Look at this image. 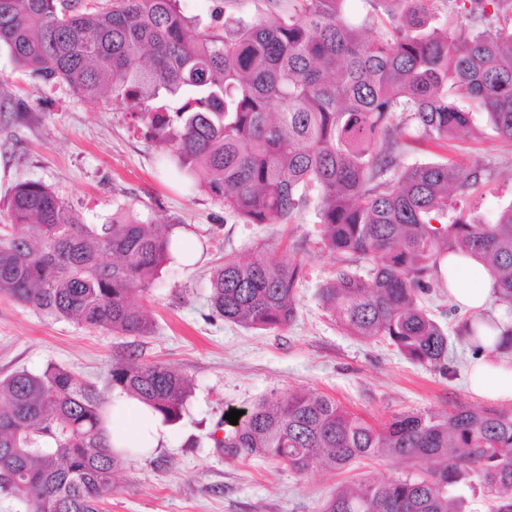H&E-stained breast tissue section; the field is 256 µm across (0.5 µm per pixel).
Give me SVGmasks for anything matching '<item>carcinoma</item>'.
Instances as JSON below:
<instances>
[{"instance_id":"obj_1","label":"carcinoma","mask_w":512,"mask_h":512,"mask_svg":"<svg viewBox=\"0 0 512 512\" xmlns=\"http://www.w3.org/2000/svg\"><path fill=\"white\" fill-rule=\"evenodd\" d=\"M179 0H0V46L45 84L68 83L91 102L126 101L149 137L195 186L249 224L290 222L313 207L322 245L352 255L319 290L350 335L385 340L405 358L448 372V332L424 307L448 258L474 257L512 307V203L490 221L453 208L484 187L483 170L448 161L403 166L411 125L441 140L471 124L457 97L483 108L512 141V0H466L462 16H499L495 33L434 24L430 0H383L377 36L364 40L346 0H288L252 23L198 24ZM173 226L126 208L107 224L38 181L16 184L0 224V295L54 320L118 336H148L135 296L175 260ZM302 266L247 253L210 278L212 315L255 330L296 317ZM456 339L473 353L512 354V323L468 318ZM112 388L178 422L190 380L135 357L109 369ZM108 404L76 372L49 365L0 379V498L24 512H105L114 475L143 453L112 449ZM227 459L259 457L295 472L387 457L437 467L386 482L342 485L324 512H465L451 493L478 488L487 512H512V408L456 406L373 422L315 392L261 399L215 439Z\"/></svg>"}]
</instances>
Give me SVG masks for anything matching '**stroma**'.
<instances>
[{"label": "stroma", "instance_id": "35a3bbf8", "mask_svg": "<svg viewBox=\"0 0 512 512\" xmlns=\"http://www.w3.org/2000/svg\"><path fill=\"white\" fill-rule=\"evenodd\" d=\"M181 12L208 25L253 22L262 0H179ZM0 101L20 104L29 118L0 123V217L21 180H37L79 210L85 223L102 224L126 207L142 218L173 225L193 259L164 268L138 304L155 330L146 337L112 335L45 317L0 296V377L17 370L40 372L56 363L108 391V371L127 355L164 363L185 373L192 395L180 421L164 427L159 448L131 457L115 477L107 512H322L336 487L371 478L388 481L408 466L397 459L362 461L339 470L319 465L305 473L253 458L228 460L211 437L230 410H248L263 397L285 398L310 390L335 398L373 421L410 411L445 412L479 406L466 390L473 352L450 342V375L411 362L384 342L348 335L323 308L320 287L337 258L321 248L313 211L290 223L247 224L222 203L191 185L166 163L128 107L104 99H80L65 82L43 84L0 48ZM471 111L474 131L449 143L408 130L402 164L450 159L482 166L486 184L459 206L482 219L512 202V143L491 128L486 113ZM255 251L269 262L301 263L296 284L298 314L278 330H252L211 318L208 279L225 257Z\"/></svg>", "mask_w": 512, "mask_h": 512}]
</instances>
